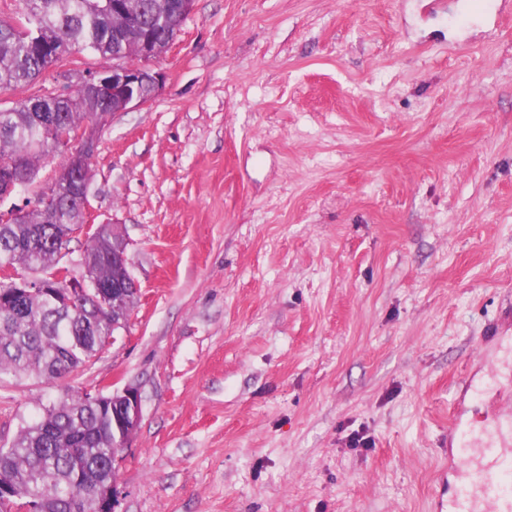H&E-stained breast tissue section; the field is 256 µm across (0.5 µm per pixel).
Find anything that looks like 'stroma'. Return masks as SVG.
<instances>
[{"instance_id": "stroma-1", "label": "stroma", "mask_w": 512, "mask_h": 512, "mask_svg": "<svg viewBox=\"0 0 512 512\" xmlns=\"http://www.w3.org/2000/svg\"><path fill=\"white\" fill-rule=\"evenodd\" d=\"M152 67L91 160L125 337L0 380V447L65 388L133 385L119 512H436L455 412L479 443L512 410V0H193Z\"/></svg>"}]
</instances>
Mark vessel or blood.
I'll use <instances>...</instances> for the list:
<instances>
[{
  "mask_svg": "<svg viewBox=\"0 0 512 512\" xmlns=\"http://www.w3.org/2000/svg\"><path fill=\"white\" fill-rule=\"evenodd\" d=\"M456 469L455 512H512V491L502 477L512 467V413L494 421L489 443L468 448Z\"/></svg>",
  "mask_w": 512,
  "mask_h": 512,
  "instance_id": "vessel-or-blood-1",
  "label": "vessel or blood"
}]
</instances>
